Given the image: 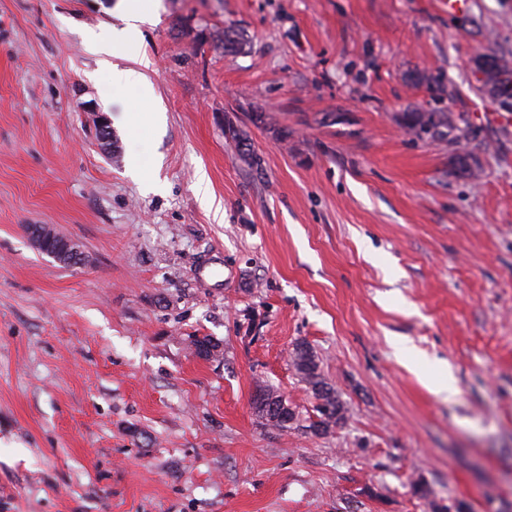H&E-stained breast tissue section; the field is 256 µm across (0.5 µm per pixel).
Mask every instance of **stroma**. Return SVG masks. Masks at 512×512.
I'll list each match as a JSON object with an SVG mask.
<instances>
[{"instance_id": "1", "label": "stroma", "mask_w": 512, "mask_h": 512, "mask_svg": "<svg viewBox=\"0 0 512 512\" xmlns=\"http://www.w3.org/2000/svg\"><path fill=\"white\" fill-rule=\"evenodd\" d=\"M158 4L121 61L157 122L89 49L120 0H0V512H512V107L475 71L512 0ZM299 343L345 405L325 436ZM105 62L112 67L113 82L129 89L139 103L155 104L153 86L141 71L120 67L118 63H109L107 60ZM406 125L418 136L424 133L440 136L442 135L440 128L449 127L451 118L444 112H411Z\"/></svg>"}]
</instances>
